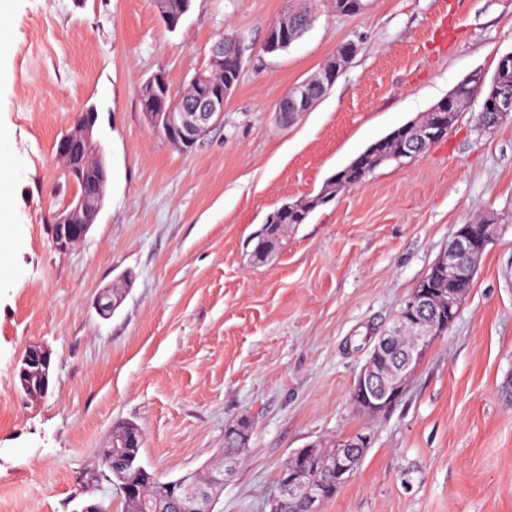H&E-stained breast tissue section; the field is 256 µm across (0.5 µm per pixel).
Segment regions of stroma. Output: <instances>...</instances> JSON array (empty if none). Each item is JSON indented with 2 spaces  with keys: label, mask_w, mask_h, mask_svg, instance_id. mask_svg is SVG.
Wrapping results in <instances>:
<instances>
[{
  "label": "stroma",
  "mask_w": 512,
  "mask_h": 512,
  "mask_svg": "<svg viewBox=\"0 0 512 512\" xmlns=\"http://www.w3.org/2000/svg\"><path fill=\"white\" fill-rule=\"evenodd\" d=\"M313 7L288 50L262 52L281 14ZM0 160L13 177L0 238V512H123L97 452L116 423L168 479L222 469L224 430L254 432L214 512H269L282 464L357 431L372 444L322 512H512V222L477 263L446 336L403 395L372 415L350 400L376 336L476 211L512 215V115L481 130L480 99L426 153L377 168L289 228L267 263L248 236L285 200L423 116L512 52V0H192L168 30L156 0H7ZM247 51L221 118L188 149L147 122L141 85L181 96L219 37ZM356 52L289 125L281 96L340 45ZM95 107L108 168L101 211L61 252L48 231L72 187L55 143ZM117 292L101 317L95 300ZM51 352L38 400L17 388L29 345Z\"/></svg>",
  "instance_id": "stroma-1"
}]
</instances>
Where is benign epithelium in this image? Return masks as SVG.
Segmentation results:
<instances>
[{"label":"benign epithelium","instance_id":"benign-epithelium-1","mask_svg":"<svg viewBox=\"0 0 512 512\" xmlns=\"http://www.w3.org/2000/svg\"><path fill=\"white\" fill-rule=\"evenodd\" d=\"M289 17L283 15L268 25L264 48L274 52L277 48L288 45L290 39ZM224 40L211 45L208 66L199 70L191 84L197 89V100L186 109L161 111L158 100L164 88V78L155 75L142 85L140 99L145 118L163 137L171 143L185 148L193 146L224 112V99L231 88L221 85V70L224 67ZM336 75L333 62L325 64L320 72L292 86L279 100L276 112L283 124H288L302 112L309 111L323 96ZM483 105L493 103L490 112L497 119L512 114V92L508 89V76L500 71L499 79L494 84L493 94L482 96ZM96 113L77 112L70 129L61 138L65 143L72 137L82 138L90 144ZM446 129L440 120L428 125L414 126V140L426 144L441 137ZM103 196L96 200L89 199L80 192H74L62 210L53 216L51 240L59 251L69 249L73 244L84 239L95 223L102 206ZM491 237L486 224H463L456 231L448 247L437 259L441 270L448 272V287L434 288L427 284L413 291L410 298L398 312L393 329L380 336L366 364L358 375L352 389L350 400L368 413L379 412L396 400L405 385L414 375L421 359L438 334L435 317L426 316L433 312L437 299H442L448 309V322L457 317L463 294L457 285L473 278L477 259L485 252ZM411 331L412 342L408 347L397 350L399 335ZM371 436L360 432L350 441H338L332 445L310 443L294 452L298 458H310L311 467L295 468L292 460L280 470L277 491L270 503V512H279L284 501L299 500L305 512H321L326 501V489L317 479L316 472L321 470L336 476L337 483L345 484L359 463L361 455L358 449L369 446ZM236 468V462L227 460L224 470L208 486L200 484L196 477L185 475L164 483L165 491L174 499L181 512H213V494L215 485L224 484L226 476Z\"/></svg>","mask_w":512,"mask_h":512}]
</instances>
